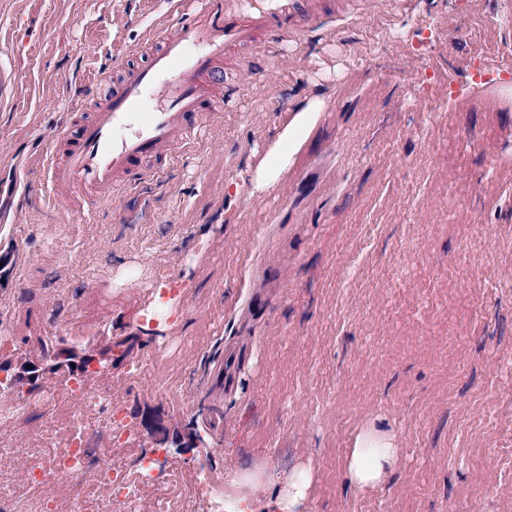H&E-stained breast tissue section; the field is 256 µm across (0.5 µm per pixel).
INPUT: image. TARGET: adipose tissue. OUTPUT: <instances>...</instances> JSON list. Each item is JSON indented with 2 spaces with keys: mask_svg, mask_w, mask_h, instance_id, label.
I'll return each mask as SVG.
<instances>
[{
  "mask_svg": "<svg viewBox=\"0 0 512 512\" xmlns=\"http://www.w3.org/2000/svg\"><path fill=\"white\" fill-rule=\"evenodd\" d=\"M323 107L321 99L314 98L301 105L292 120L278 134L264 161L253 176V187L261 191L273 185L315 125ZM395 450L387 437L377 433L360 435L345 462L350 481L361 490L378 485L387 469L395 462Z\"/></svg>",
  "mask_w": 512,
  "mask_h": 512,
  "instance_id": "adipose-tissue-1",
  "label": "adipose tissue"
}]
</instances>
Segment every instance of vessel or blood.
Instances as JSON below:
<instances>
[{
    "mask_svg": "<svg viewBox=\"0 0 512 512\" xmlns=\"http://www.w3.org/2000/svg\"><path fill=\"white\" fill-rule=\"evenodd\" d=\"M174 11L176 32H157L143 64L120 66L115 81L100 73L94 112L55 119L47 191L90 209L114 189L158 178L175 148L200 137L203 116L223 111L224 58L268 50L323 19L311 0H175Z\"/></svg>",
    "mask_w": 512,
    "mask_h": 512,
    "instance_id": "obj_1",
    "label": "vessel or blood"
}]
</instances>
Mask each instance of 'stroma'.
<instances>
[{
	"label": "stroma",
	"instance_id": "stroma-1",
	"mask_svg": "<svg viewBox=\"0 0 512 512\" xmlns=\"http://www.w3.org/2000/svg\"><path fill=\"white\" fill-rule=\"evenodd\" d=\"M172 22L168 0H0V227L26 253L0 288V360L112 347L82 379L100 410L61 374L24 406L0 391V501L114 512L95 465L39 482L78 421L113 468L159 459L168 482L142 483L136 512H213L218 491L274 512L302 468L297 512H512V67L486 77L512 52V0H366L231 66L230 104L162 178L90 215L42 192L52 120L91 111L89 75L143 62ZM311 98L316 125L254 190ZM238 337L227 393L214 370ZM163 429L202 441L165 455ZM369 431L397 459L361 491L344 459ZM322 107L323 101L314 98L295 111L292 120L278 134L264 161L256 170L253 176L254 190L269 188L288 168L292 156L315 125Z\"/></svg>",
	"mask_w": 512,
	"mask_h": 512
}]
</instances>
